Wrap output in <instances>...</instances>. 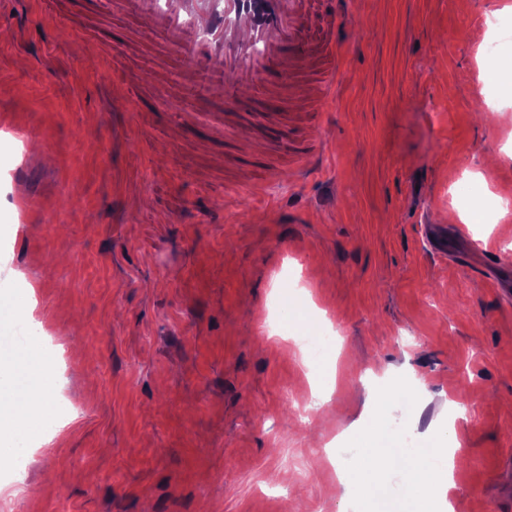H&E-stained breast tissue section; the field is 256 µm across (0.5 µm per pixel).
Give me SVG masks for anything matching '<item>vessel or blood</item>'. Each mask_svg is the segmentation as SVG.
I'll use <instances>...</instances> for the list:
<instances>
[{
  "label": "vessel or blood",
  "instance_id": "1",
  "mask_svg": "<svg viewBox=\"0 0 512 512\" xmlns=\"http://www.w3.org/2000/svg\"><path fill=\"white\" fill-rule=\"evenodd\" d=\"M130 15L163 38L183 61L192 84L218 90L212 98L210 142L224 139V124L240 117L241 87L254 89V124L263 138L280 142L297 174H305L318 149L303 124L272 117L270 100L297 91L306 112L323 113L329 88L350 41L361 38L365 18L340 13L334 0H124Z\"/></svg>",
  "mask_w": 512,
  "mask_h": 512
}]
</instances>
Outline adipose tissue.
Returning a JSON list of instances; mask_svg holds the SVG:
<instances>
[{
  "label": "adipose tissue",
  "instance_id": "1",
  "mask_svg": "<svg viewBox=\"0 0 512 512\" xmlns=\"http://www.w3.org/2000/svg\"><path fill=\"white\" fill-rule=\"evenodd\" d=\"M53 382L37 352L31 351L0 363V460L12 452L14 435L37 436L42 419L51 409Z\"/></svg>",
  "mask_w": 512,
  "mask_h": 512
}]
</instances>
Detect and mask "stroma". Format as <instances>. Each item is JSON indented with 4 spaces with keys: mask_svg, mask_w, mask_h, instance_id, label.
<instances>
[{
    "mask_svg": "<svg viewBox=\"0 0 512 512\" xmlns=\"http://www.w3.org/2000/svg\"><path fill=\"white\" fill-rule=\"evenodd\" d=\"M512 0H339L370 26L312 123L316 168L276 175L181 137L192 100L123 0H0V357L35 287L74 406L0 475V512H342L319 450L374 412L419 442L453 428L452 512H512V210L449 220L468 173L512 200V93L480 98L485 19ZM262 180L260 197L248 184ZM317 307L338 373L286 349ZM333 397L298 422L289 397Z\"/></svg>",
    "mask_w": 512,
    "mask_h": 512,
    "instance_id": "stroma-1",
    "label": "stroma"
}]
</instances>
